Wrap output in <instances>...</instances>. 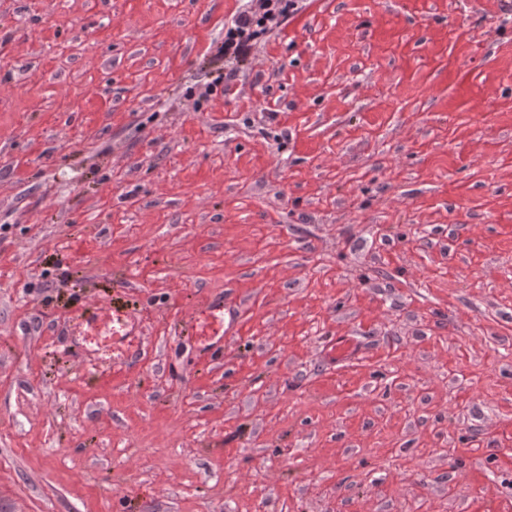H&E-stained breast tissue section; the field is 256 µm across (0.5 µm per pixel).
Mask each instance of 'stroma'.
I'll use <instances>...</instances> for the list:
<instances>
[{"mask_svg":"<svg viewBox=\"0 0 512 512\" xmlns=\"http://www.w3.org/2000/svg\"><path fill=\"white\" fill-rule=\"evenodd\" d=\"M245 6L0 0V512H512V0ZM302 0H258L255 8L241 11L224 26L222 53L229 65H241L248 61L253 46L261 34L271 33L297 13ZM224 315V299L218 297L208 302L204 317L197 320L196 332L205 353H213L224 342ZM112 322V336L105 342L104 350L115 354H128L135 348V340L140 336V325L136 317L118 309L96 308L87 313L82 310L76 317L73 335L86 336L92 331Z\"/></svg>","mask_w":512,"mask_h":512,"instance_id":"stroma-1","label":"stroma"}]
</instances>
